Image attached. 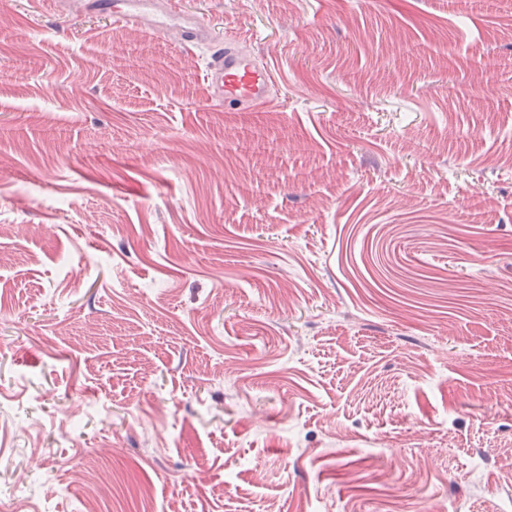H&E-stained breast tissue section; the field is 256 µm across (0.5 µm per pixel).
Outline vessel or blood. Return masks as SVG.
Listing matches in <instances>:
<instances>
[{
	"instance_id": "b4317fda",
	"label": "vessel or blood",
	"mask_w": 512,
	"mask_h": 512,
	"mask_svg": "<svg viewBox=\"0 0 512 512\" xmlns=\"http://www.w3.org/2000/svg\"><path fill=\"white\" fill-rule=\"evenodd\" d=\"M87 4L111 14L114 20L140 24L152 36L175 34L187 47L209 45L205 80L212 100L225 109H261L271 104V71L232 42L213 43L208 26L184 14L177 0H87Z\"/></svg>"
}]
</instances>
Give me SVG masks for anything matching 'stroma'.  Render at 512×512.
Masks as SVG:
<instances>
[{"mask_svg": "<svg viewBox=\"0 0 512 512\" xmlns=\"http://www.w3.org/2000/svg\"><path fill=\"white\" fill-rule=\"evenodd\" d=\"M82 2L0 5V500L504 512L512 0H178L236 112ZM90 8L112 15L115 21L141 24L154 37L179 36L190 48L208 44L210 56L205 80L211 99L226 110L261 109L272 103L271 71L230 41L214 44L207 25L184 14L177 2L158 0H87Z\"/></svg>", "mask_w": 512, "mask_h": 512, "instance_id": "35a3bbf8", "label": "stroma"}]
</instances>
